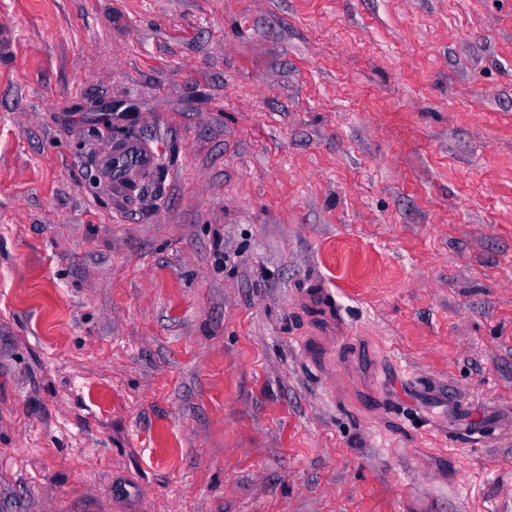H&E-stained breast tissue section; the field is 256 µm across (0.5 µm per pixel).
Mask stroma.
I'll list each match as a JSON object with an SVG mask.
<instances>
[{"instance_id": "stroma-1", "label": "stroma", "mask_w": 512, "mask_h": 512, "mask_svg": "<svg viewBox=\"0 0 512 512\" xmlns=\"http://www.w3.org/2000/svg\"><path fill=\"white\" fill-rule=\"evenodd\" d=\"M0 512H512V0H0ZM100 179L112 195L129 200L134 186L149 180L157 169L154 153L139 138L129 136L113 142L97 158Z\"/></svg>"}]
</instances>
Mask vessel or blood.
I'll return each instance as SVG.
<instances>
[{
	"label": "vessel or blood",
	"instance_id": "1",
	"mask_svg": "<svg viewBox=\"0 0 512 512\" xmlns=\"http://www.w3.org/2000/svg\"><path fill=\"white\" fill-rule=\"evenodd\" d=\"M101 180L113 196L128 199L134 186L149 180L157 169L154 153L139 138L129 136L115 141L97 158Z\"/></svg>",
	"mask_w": 512,
	"mask_h": 512
}]
</instances>
